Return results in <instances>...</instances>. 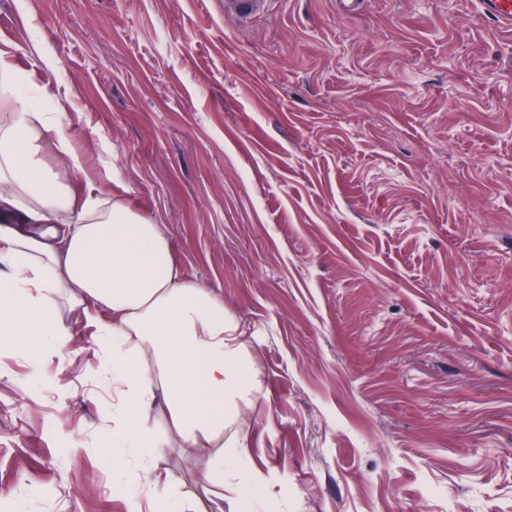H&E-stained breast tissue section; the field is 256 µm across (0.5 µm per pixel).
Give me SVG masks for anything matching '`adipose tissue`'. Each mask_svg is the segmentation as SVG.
<instances>
[{
    "label": "adipose tissue",
    "instance_id": "obj_1",
    "mask_svg": "<svg viewBox=\"0 0 512 512\" xmlns=\"http://www.w3.org/2000/svg\"><path fill=\"white\" fill-rule=\"evenodd\" d=\"M19 103L0 129V344L31 352L61 340L56 291L72 307H103L98 329L111 353L106 368L119 392L112 408V467L123 448H161L145 415L166 405L191 448L219 446L206 462L210 484L241 469L247 440L235 428L236 401L250 384L239 327L219 294L187 279L162 225L129 206L104 205L44 163L38 141L55 130Z\"/></svg>",
    "mask_w": 512,
    "mask_h": 512
}]
</instances>
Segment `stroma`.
Here are the masks:
<instances>
[{
    "instance_id": "obj_1",
    "label": "stroma",
    "mask_w": 512,
    "mask_h": 512,
    "mask_svg": "<svg viewBox=\"0 0 512 512\" xmlns=\"http://www.w3.org/2000/svg\"><path fill=\"white\" fill-rule=\"evenodd\" d=\"M0 0L13 83L61 114L75 183L164 225L224 298L255 384L250 482L214 449H123L99 324L0 346V512H512V34L477 0ZM269 0H224V14L238 20H247L262 12ZM129 494L131 499L135 502L141 497L146 496L150 500L164 504L166 510L162 512H181L178 510V503L174 499L168 483L161 485L157 482H148L144 486L136 485L129 491Z\"/></svg>"
}]
</instances>
